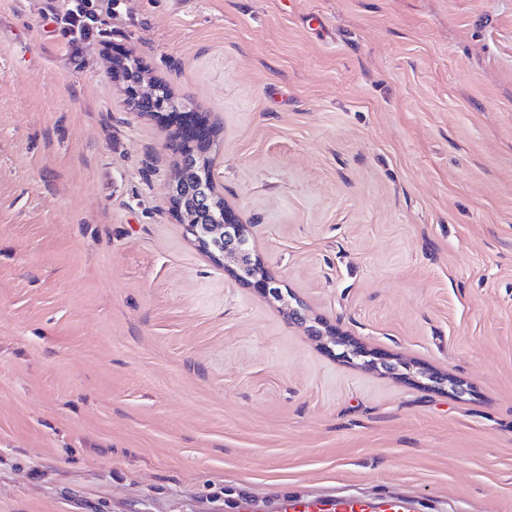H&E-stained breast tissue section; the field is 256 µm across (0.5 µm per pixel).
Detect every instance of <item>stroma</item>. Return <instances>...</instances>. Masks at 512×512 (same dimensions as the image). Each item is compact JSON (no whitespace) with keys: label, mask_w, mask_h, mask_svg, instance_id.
<instances>
[{"label":"stroma","mask_w":512,"mask_h":512,"mask_svg":"<svg viewBox=\"0 0 512 512\" xmlns=\"http://www.w3.org/2000/svg\"><path fill=\"white\" fill-rule=\"evenodd\" d=\"M67 8L0 0V512H512V0H95L85 35ZM123 55L218 127L283 301L179 222ZM269 507L275 512H418L413 499L406 495L386 494L372 501L354 493L325 497L288 494L272 503L248 497L240 502L238 512H261Z\"/></svg>","instance_id":"35a3bbf8"}]
</instances>
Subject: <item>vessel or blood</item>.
I'll return each mask as SVG.
<instances>
[{
	"label": "vessel or blood",
	"mask_w": 512,
	"mask_h": 512,
	"mask_svg": "<svg viewBox=\"0 0 512 512\" xmlns=\"http://www.w3.org/2000/svg\"><path fill=\"white\" fill-rule=\"evenodd\" d=\"M238 512H416V507L411 497L402 494H387L376 501L354 493L325 497L291 494L272 502L245 498Z\"/></svg>",
	"instance_id": "vessel-or-blood-1"
}]
</instances>
